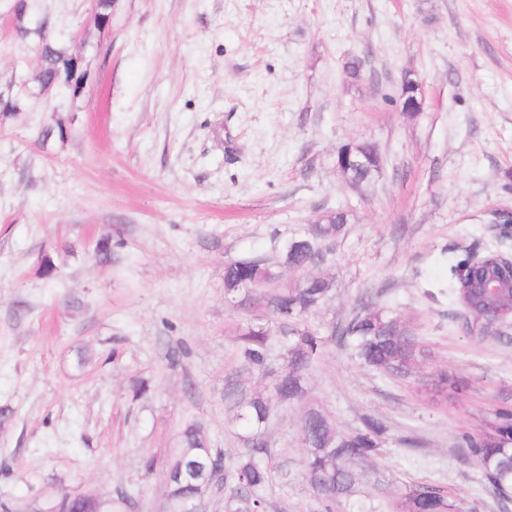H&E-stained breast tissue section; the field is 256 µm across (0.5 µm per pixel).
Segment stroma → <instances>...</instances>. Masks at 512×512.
Returning a JSON list of instances; mask_svg holds the SVG:
<instances>
[{
	"label": "stroma",
	"instance_id": "stroma-1",
	"mask_svg": "<svg viewBox=\"0 0 512 512\" xmlns=\"http://www.w3.org/2000/svg\"><path fill=\"white\" fill-rule=\"evenodd\" d=\"M12 4L0 0V84L40 66ZM111 12L101 27L92 0H29L28 26L49 20L83 87L0 112V512H57L67 493L101 512H168L165 463L190 422L235 459L224 391L265 393L273 377L242 369L253 313L225 302L224 263L267 258L294 287L283 243L339 208L335 253L309 270L330 296L305 320L326 334L383 309L417 338L412 375L328 343L302 396L271 412L266 512L318 510L303 475L312 410L345 435L381 424L336 512H395L418 482L462 512H512L461 449L512 407V323L469 334L450 272L469 249L512 253L493 222L512 210V0H112ZM354 57L358 81L343 69ZM407 72L424 98L413 115L398 99ZM354 141L382 155L360 193L336 167ZM440 370L447 397L419 394L416 378ZM135 379L149 386L138 399Z\"/></svg>",
	"mask_w": 512,
	"mask_h": 512
}]
</instances>
